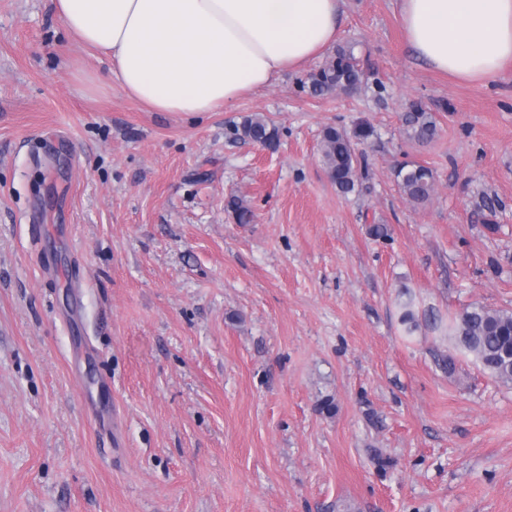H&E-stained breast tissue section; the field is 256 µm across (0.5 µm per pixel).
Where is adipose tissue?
Listing matches in <instances>:
<instances>
[{
  "mask_svg": "<svg viewBox=\"0 0 512 512\" xmlns=\"http://www.w3.org/2000/svg\"><path fill=\"white\" fill-rule=\"evenodd\" d=\"M342 0H53L69 34L102 51L129 97L156 112H211L331 48ZM434 69L496 79L512 62V0H401Z\"/></svg>",
  "mask_w": 512,
  "mask_h": 512,
  "instance_id": "1",
  "label": "adipose tissue"
}]
</instances>
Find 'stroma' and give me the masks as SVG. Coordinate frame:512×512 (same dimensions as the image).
<instances>
[{
  "instance_id": "stroma-1",
  "label": "stroma",
  "mask_w": 512,
  "mask_h": 512,
  "mask_svg": "<svg viewBox=\"0 0 512 512\" xmlns=\"http://www.w3.org/2000/svg\"><path fill=\"white\" fill-rule=\"evenodd\" d=\"M340 40L356 92L312 95L320 56L155 112L52 0H0V512H512V383L448 333L512 312V66L434 70L399 0H344ZM255 114L276 147L235 138ZM361 125L344 196L321 133ZM405 163L433 170L428 201ZM403 123L408 137L424 144L432 141L438 132L435 113L427 112L420 103H412L405 112ZM397 177L404 195L413 202L427 201L434 190L433 172L424 165H404L398 169Z\"/></svg>"
}]
</instances>
